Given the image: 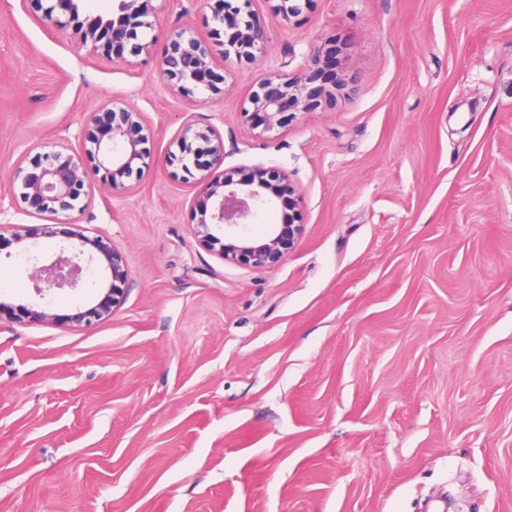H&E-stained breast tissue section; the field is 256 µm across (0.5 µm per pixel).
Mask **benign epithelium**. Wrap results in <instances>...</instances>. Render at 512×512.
<instances>
[{
	"label": "benign epithelium",
	"instance_id": "7a95c632",
	"mask_svg": "<svg viewBox=\"0 0 512 512\" xmlns=\"http://www.w3.org/2000/svg\"><path fill=\"white\" fill-rule=\"evenodd\" d=\"M27 2L46 31L64 35L115 62L149 55L159 41H164L156 56L158 71L169 90L186 100L205 92L223 93L220 84L224 76L216 71L213 43L220 44L226 56L254 61L269 42L268 26L251 10L252 0H213L211 43L187 36L183 30H164L156 0H112L105 17L87 16L82 21L77 0ZM266 2L272 18L288 21L302 12L301 3L312 0ZM248 102L250 108L244 116L252 127L268 132L282 124L286 112L315 110L318 93L307 89L300 75L272 72L259 81ZM80 135L90 144L83 155L62 144L50 151L26 153L14 166L0 201L7 197L19 201L33 215L82 216L90 205L98 174L112 195L128 193L131 186L127 177L149 154L145 147L149 127L143 113L128 107L89 112ZM173 145L176 150L167 152L165 163L178 166L185 181L194 177L196 170L224 163V137L211 126L197 128L187 121ZM236 174V179L226 175L209 181L195 199L200 241L211 247L218 242L215 232L220 231L224 260L255 267L277 265L288 257L301 235L300 190L288 172L274 166L245 165ZM278 206L282 210L280 222L266 225L256 236L242 234L241 228L254 223L260 211ZM23 241L19 225L0 223V247ZM93 260L109 273L110 281L95 305L67 317V323L74 326H91L109 315L123 294L120 285L126 282L127 271L119 250L100 236L81 235L79 245L61 248L53 260L31 273L36 295L44 297L78 288L84 265Z\"/></svg>",
	"mask_w": 512,
	"mask_h": 512
}]
</instances>
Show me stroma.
<instances>
[{
    "label": "stroma",
    "instance_id": "stroma-1",
    "mask_svg": "<svg viewBox=\"0 0 512 512\" xmlns=\"http://www.w3.org/2000/svg\"><path fill=\"white\" fill-rule=\"evenodd\" d=\"M252 63L216 55L190 102L153 61L117 63L0 0V183L28 150L78 147L107 101L144 112L151 157L124 197L97 186L67 233L128 269L40 299L67 233L5 201L0 512H512V0H313L270 18ZM329 54L316 74L313 50ZM271 71L334 88L265 132L243 104ZM224 137L216 176L275 165L303 233L273 267L224 261L162 164L187 120ZM78 247H63L48 264H43L31 273L36 295L44 297L59 290L76 289L79 286L84 265L93 260L109 273L110 281L103 297L93 306L69 315L65 323L73 326H91L95 321L108 316L123 288L117 282L125 284L127 271L119 250L109 240L100 236L81 235ZM89 246L90 251L84 248ZM87 256V257H86Z\"/></svg>",
    "mask_w": 512,
    "mask_h": 512
}]
</instances>
